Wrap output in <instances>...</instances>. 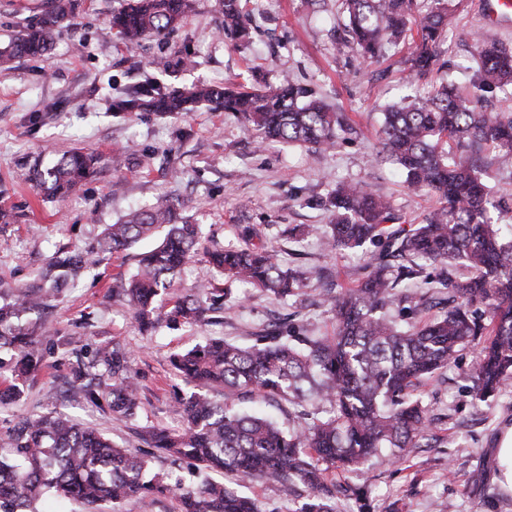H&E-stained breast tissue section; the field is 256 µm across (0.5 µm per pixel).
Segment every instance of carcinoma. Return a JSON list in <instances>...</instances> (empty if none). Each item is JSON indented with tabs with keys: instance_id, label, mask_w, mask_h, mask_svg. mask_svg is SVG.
<instances>
[{
	"instance_id": "cac0c4a2",
	"label": "carcinoma",
	"mask_w": 512,
	"mask_h": 512,
	"mask_svg": "<svg viewBox=\"0 0 512 512\" xmlns=\"http://www.w3.org/2000/svg\"><path fill=\"white\" fill-rule=\"evenodd\" d=\"M224 30L249 35L242 0H218ZM461 0H343L348 43L366 61L406 39L413 49L406 64L410 76L430 74L440 56L448 16ZM77 0H50L47 8L6 44L0 68L19 58L50 50L55 35L71 18ZM191 8V0H129L112 16L119 36L133 43L173 30ZM475 79L462 89L440 83L421 97L408 95L384 112L376 160L390 163L414 192H433L441 207L423 224L393 229L390 203L364 186L338 183L327 206L333 219L320 233L309 225L293 229L300 237L318 236L321 247L336 253L368 243L379 253L357 286L324 288L320 303L335 321L331 336H299L288 327L255 336L248 347L211 337L191 349L171 354L169 362L190 389L176 394L185 427L171 432L147 427L140 440L175 460H192L203 474L186 485L178 477L150 472L151 458L119 447L99 431L63 415L27 418L0 443L11 448L0 456V512H40L36 502L46 493L74 497L94 507L135 498L145 504L158 494L176 499L181 512H262L257 500L239 484L261 481L278 486L297 504L293 512H337L339 498L354 500L367 512V493L328 482L331 468L357 470L387 449L398 458L432 431L433 419L423 387L434 374L455 364L469 344L479 353L469 378L476 399L500 393L512 380V224H496L489 215V188L482 169L464 145H484L503 165H512V113L483 108L485 94L512 88V48L476 35ZM200 103L233 112L261 145L280 142L326 151L336 141L340 120L310 89L284 81L264 88H230L198 84L168 89L147 81L128 87L112 100L116 113L154 112L169 116ZM96 158L76 148L48 167L35 165L32 181L44 195L59 201L94 175ZM161 242L141 255L135 274L112 286L145 332L157 322L154 303L170 288L202 240L198 224L188 223L176 205L162 197L128 214L101 232V247L126 250L157 229ZM219 274L262 288L282 300L308 283L316 271L289 270L262 245L215 247L206 252ZM421 260L425 287L397 290L394 260ZM93 258L72 253L41 272L39 282L0 302V369L24 378L42 363L43 347L34 326L20 321L45 305L50 289L76 278ZM470 269L455 280L446 269ZM228 292L201 285L178 299L169 312L173 322L195 324L206 313L224 310ZM398 303L408 317L440 305L443 314L421 326L389 315ZM112 367V382L101 378L80 389L95 404L131 417L140 406L138 385L126 353L114 348L102 358ZM245 398L284 400L293 410V427L238 407Z\"/></svg>"
}]
</instances>
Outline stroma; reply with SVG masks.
Here are the masks:
<instances>
[{
	"instance_id": "35a3bbf8",
	"label": "stroma",
	"mask_w": 512,
	"mask_h": 512,
	"mask_svg": "<svg viewBox=\"0 0 512 512\" xmlns=\"http://www.w3.org/2000/svg\"><path fill=\"white\" fill-rule=\"evenodd\" d=\"M483 0H465L451 17L435 69L418 85L427 92L444 79L468 86L471 36L482 33L512 45V24L490 26ZM125 0H79L70 25L56 35L43 56L20 58L0 75V206L14 209L15 223L0 224V286L19 288L63 250H97L104 225L167 196L182 214L203 228L202 250L184 266L173 288L158 303L159 321L141 333L128 304L112 294L116 277L137 267L140 252L154 239L119 252H100L96 265L68 282L46 304L27 314L45 325L51 338L77 336L81 354L56 352L22 383L21 397L0 405V433L22 420L59 411L96 427L116 444L139 448L138 429L181 430L182 414L173 393L181 381L169 357L180 349L221 336L247 346L279 321L297 332L323 336L333 315L313 287L284 301L262 289L221 278L229 308L213 322L174 325L167 313L189 288L213 279L203 254L218 246L252 241L276 251L283 266L323 269L336 289L355 287L375 246L330 255L313 238L291 235L298 224L325 229L330 214L322 202L339 181L359 182L387 197L394 224L422 223L438 206L436 197L410 192L393 166L373 160L383 111L405 94L407 45L389 48L369 63L341 46L345 22L341 0H248V39L226 33L218 0H194L181 26L159 39L124 43L109 23ZM168 57V71L156 58ZM141 62L130 69L128 58ZM190 58L192 66H180ZM154 78L170 88L198 83L275 86L283 79L311 88L346 126L327 152L274 143L258 147L235 114L202 104L191 113L161 118L150 112L113 114L111 101L126 88ZM79 147L97 156V172L81 191L63 202L40 195L30 179L37 163ZM484 179L496 204L498 223L512 224V167L501 168L491 150L478 152ZM119 346L131 358L141 405L126 419L87 400L73 385L77 362L105 371L97 355ZM477 347L462 350L455 366L425 387V402L436 420L429 445L403 459L381 453L361 470L333 472L339 484L368 491L371 512H512V491L499 483V436L512 424V385L488 402H477L468 372ZM482 473L473 483V473Z\"/></svg>"
}]
</instances>
